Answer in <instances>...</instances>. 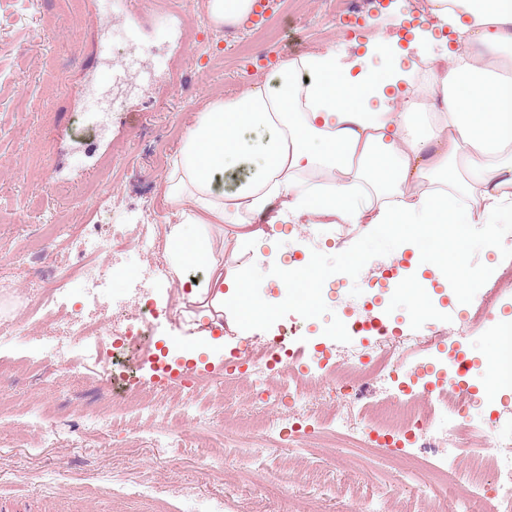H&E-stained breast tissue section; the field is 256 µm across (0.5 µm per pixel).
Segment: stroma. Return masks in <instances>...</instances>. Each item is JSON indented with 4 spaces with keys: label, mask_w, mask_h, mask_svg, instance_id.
I'll use <instances>...</instances> for the list:
<instances>
[{
    "label": "stroma",
    "mask_w": 512,
    "mask_h": 512,
    "mask_svg": "<svg viewBox=\"0 0 512 512\" xmlns=\"http://www.w3.org/2000/svg\"><path fill=\"white\" fill-rule=\"evenodd\" d=\"M273 28H285L287 42L257 44L251 22L210 29L215 46L195 50V33L185 28L179 12L160 19L164 0H0V317L15 313L20 300L40 296L51 284L52 271L74 263L66 250L31 254L47 225L98 224L104 233L113 225L153 222L162 235L170 212L159 185L178 150L191 115L211 96H228L276 69L281 62L325 45L339 28L338 0H282ZM146 20L136 36L128 34V15ZM410 0H382L364 29L347 32L336 48L341 63L379 69L382 49H371L378 35L397 38L406 49L403 67L419 63L405 38L408 29L430 28ZM138 58L153 71L151 79L131 72L125 85L103 86L100 75L112 58L94 56L96 43ZM112 103L99 129H88L89 99ZM111 195L113 207L96 202L97 193ZM128 262L111 272L100 299L105 312L127 308L132 279L139 270L168 268L164 249L144 255L119 241ZM470 266L482 276L467 292L440 270L416 259L411 272L425 280L432 318H419L381 268L397 264L391 236L362 231L351 224H278L261 242L238 244L225 238L215 256L224 274L242 273V258L276 253L280 268L297 264L313 272L310 313L281 303V288L269 267L256 277L264 293L279 301L273 317L250 324L233 307L216 314L212 307L180 295L176 280L152 288L158 307L170 310L160 319L151 340L162 351L159 363L141 364L137 387L156 388L174 408L196 402L210 425L219 418L246 422L254 414L276 418L278 412L252 398L248 385L224 400L223 416L209 410L211 393L196 394L170 387L164 369L193 370L221 381L224 358L238 352H263L275 336L301 351L300 367L312 373L313 354L336 361L345 345L371 352L394 349L400 338L420 345L399 371L401 380L436 382L447 373L446 355L456 349L471 366L470 391L481 405L473 413L478 448L491 455L512 429L497 425L501 410L512 409V389L488 398L483 375L486 353L499 330L512 327V285L490 295L487 274L512 266V227L501 226L497 243L488 246L483 225H470L457 241ZM64 313L55 332L32 328L22 338L0 330V359L16 363L15 380L0 388V400L13 408L42 401L55 410L57 443H42L37 432L20 441L0 425V512H394L390 490L400 473L385 453L363 448L259 447L250 471H237L225 460L224 445L199 448L190 432L168 436L144 417L121 420L112 431L89 433L83 410H107L106 365L96 361L83 341H65L68 315L89 313L79 289L59 296ZM388 319L397 333L388 338L345 334L339 318L362 312ZM68 342L74 375L59 374L54 386L30 371L28 361L52 345Z\"/></svg>",
    "instance_id": "obj_1"
}]
</instances>
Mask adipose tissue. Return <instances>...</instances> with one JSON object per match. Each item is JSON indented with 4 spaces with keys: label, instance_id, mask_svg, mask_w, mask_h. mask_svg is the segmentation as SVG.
<instances>
[{
    "label": "adipose tissue",
    "instance_id": "obj_1",
    "mask_svg": "<svg viewBox=\"0 0 512 512\" xmlns=\"http://www.w3.org/2000/svg\"><path fill=\"white\" fill-rule=\"evenodd\" d=\"M428 6L459 46L433 51L431 32L416 31L426 76L393 59L348 77L337 34L196 114L161 182L174 215L164 226L170 268L204 271L191 299L211 296L218 311L238 301L250 323L274 311L249 275L225 279L213 224L239 241L285 222L391 227L398 239L434 241L433 263L469 288L449 232L512 224V0Z\"/></svg>",
    "mask_w": 512,
    "mask_h": 512
}]
</instances>
